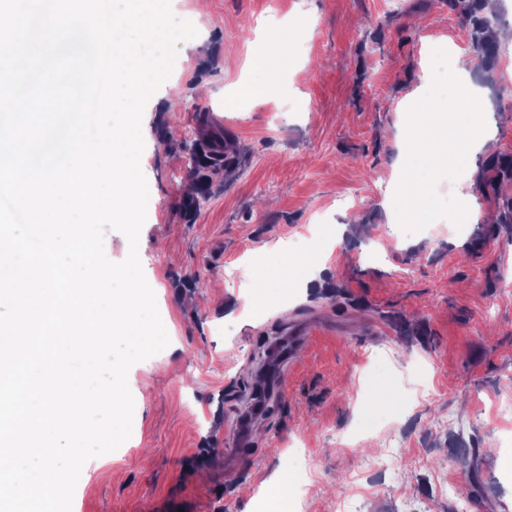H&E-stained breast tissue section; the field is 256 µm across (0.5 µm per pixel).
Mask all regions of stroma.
<instances>
[{
	"instance_id": "stroma-1",
	"label": "stroma",
	"mask_w": 512,
	"mask_h": 512,
	"mask_svg": "<svg viewBox=\"0 0 512 512\" xmlns=\"http://www.w3.org/2000/svg\"><path fill=\"white\" fill-rule=\"evenodd\" d=\"M195 3L171 0L195 47L176 45L142 126L138 253L169 344L130 368L131 435L86 462L72 512H278L263 494L303 487L305 512H452L443 479L470 512H512V416L496 413L512 398V58L480 83L489 150L436 184L478 221L409 233L386 217L397 140L434 50L481 61L473 23L450 0H209L201 17ZM268 49L276 87L248 95ZM229 140L231 164L189 173L190 148ZM247 265L260 282L231 279ZM313 315L323 328L275 381L268 347ZM261 379L276 408L237 437Z\"/></svg>"
}]
</instances>
